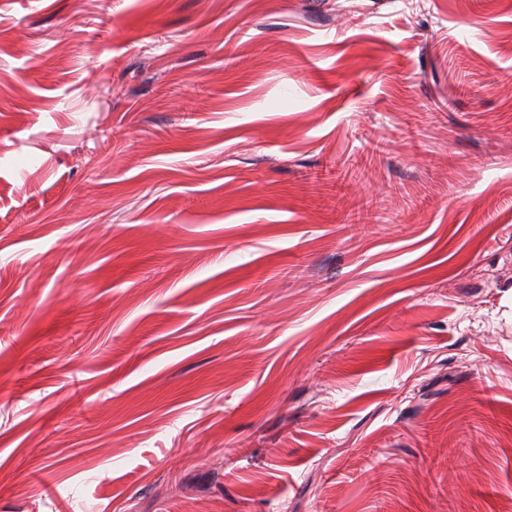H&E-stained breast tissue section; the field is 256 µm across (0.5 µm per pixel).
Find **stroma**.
Segmentation results:
<instances>
[{
    "mask_svg": "<svg viewBox=\"0 0 512 512\" xmlns=\"http://www.w3.org/2000/svg\"><path fill=\"white\" fill-rule=\"evenodd\" d=\"M0 512H512V0H0Z\"/></svg>",
    "mask_w": 512,
    "mask_h": 512,
    "instance_id": "35a3bbf8",
    "label": "stroma"
}]
</instances>
